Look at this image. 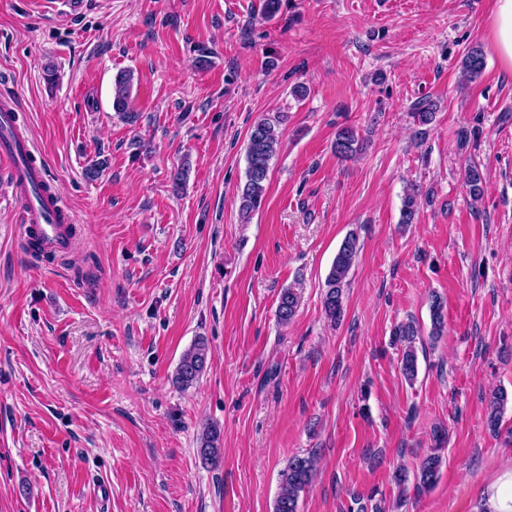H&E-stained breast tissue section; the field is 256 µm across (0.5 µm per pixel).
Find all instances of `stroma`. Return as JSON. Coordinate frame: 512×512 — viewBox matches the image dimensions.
<instances>
[{
    "label": "stroma",
    "instance_id": "1",
    "mask_svg": "<svg viewBox=\"0 0 512 512\" xmlns=\"http://www.w3.org/2000/svg\"><path fill=\"white\" fill-rule=\"evenodd\" d=\"M262 3L0 0V94L81 240L35 262L0 172V512H272L280 470L308 452L300 512H351L373 491L394 512H477L512 469V403L485 426L489 395L512 393V71L488 48L493 0H283L270 19ZM475 43L485 68L467 83ZM122 69L133 125L112 110ZM424 97L438 108L420 127L409 112ZM274 112L281 148L244 224L248 132ZM342 124L368 138L357 159L332 150ZM471 162L486 176L477 202ZM409 181L422 204L404 224ZM352 231L361 250L332 326L321 293ZM296 283L280 325L278 295ZM435 295L446 331L410 385L391 332L411 318L429 330ZM200 336L208 370L178 390ZM206 421L223 429L214 467L197 451ZM438 427L435 486L399 490L394 469H414ZM485 65L484 53L480 46H472L461 59V70L467 81H474L483 72ZM299 293L296 288H283L277 299L276 315L281 324H288L297 311ZM211 360V349L207 339L199 337L186 349L175 368L172 383L179 389L194 387L205 374Z\"/></svg>",
    "mask_w": 512,
    "mask_h": 512
}]
</instances>
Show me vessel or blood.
<instances>
[{
    "label": "vessel or blood",
    "mask_w": 512,
    "mask_h": 512,
    "mask_svg": "<svg viewBox=\"0 0 512 512\" xmlns=\"http://www.w3.org/2000/svg\"><path fill=\"white\" fill-rule=\"evenodd\" d=\"M31 139L20 132L17 105L11 96L0 97V164L9 169L13 195L19 204L22 243H35L44 252L69 253L76 240L69 230L76 215L52 188L44 165L35 158Z\"/></svg>",
    "instance_id": "b4317fda"
}]
</instances>
